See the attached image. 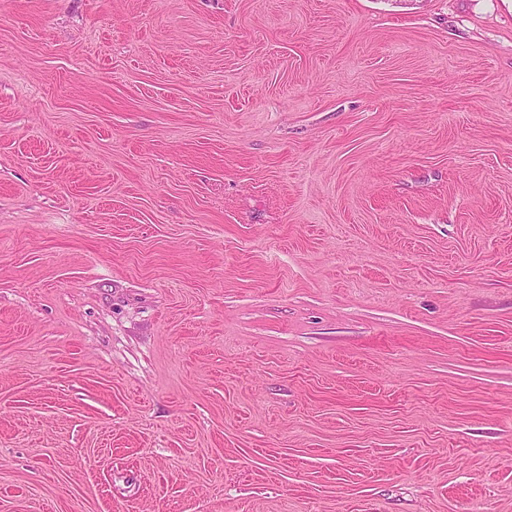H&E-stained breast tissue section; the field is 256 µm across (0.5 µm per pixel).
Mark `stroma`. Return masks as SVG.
Listing matches in <instances>:
<instances>
[{
  "instance_id": "stroma-1",
  "label": "stroma",
  "mask_w": 512,
  "mask_h": 512,
  "mask_svg": "<svg viewBox=\"0 0 512 512\" xmlns=\"http://www.w3.org/2000/svg\"><path fill=\"white\" fill-rule=\"evenodd\" d=\"M0 512H512V0H0Z\"/></svg>"
}]
</instances>
